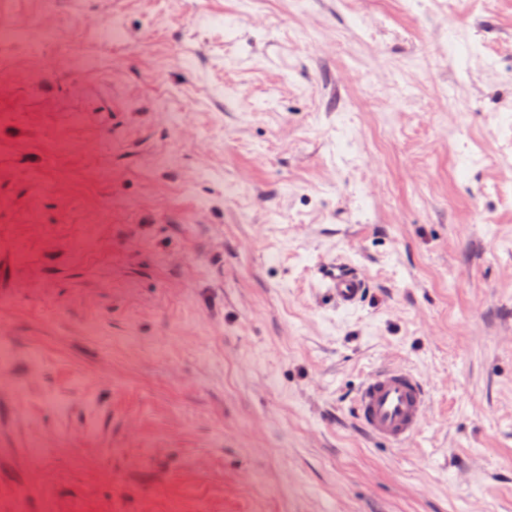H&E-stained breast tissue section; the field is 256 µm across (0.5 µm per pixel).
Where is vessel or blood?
Returning <instances> with one entry per match:
<instances>
[{
  "mask_svg": "<svg viewBox=\"0 0 512 512\" xmlns=\"http://www.w3.org/2000/svg\"><path fill=\"white\" fill-rule=\"evenodd\" d=\"M322 282L338 307H357L365 298L368 284L348 264L323 268ZM430 389L412 370L377 367L353 396V414L359 427L371 438L400 447L420 432Z\"/></svg>",
  "mask_w": 512,
  "mask_h": 512,
  "instance_id": "obj_1",
  "label": "vessel or blood"
}]
</instances>
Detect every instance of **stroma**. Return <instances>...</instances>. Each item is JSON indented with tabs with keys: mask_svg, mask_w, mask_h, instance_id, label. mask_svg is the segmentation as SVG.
I'll return each instance as SVG.
<instances>
[{
	"mask_svg": "<svg viewBox=\"0 0 512 512\" xmlns=\"http://www.w3.org/2000/svg\"><path fill=\"white\" fill-rule=\"evenodd\" d=\"M3 30L71 55L0 57V512H512V0ZM378 364L430 388L402 447L351 415ZM321 277L326 292L340 308H356L366 296L367 280L349 264L327 266Z\"/></svg>",
	"mask_w": 512,
	"mask_h": 512,
	"instance_id": "35a3bbf8",
	"label": "stroma"
}]
</instances>
